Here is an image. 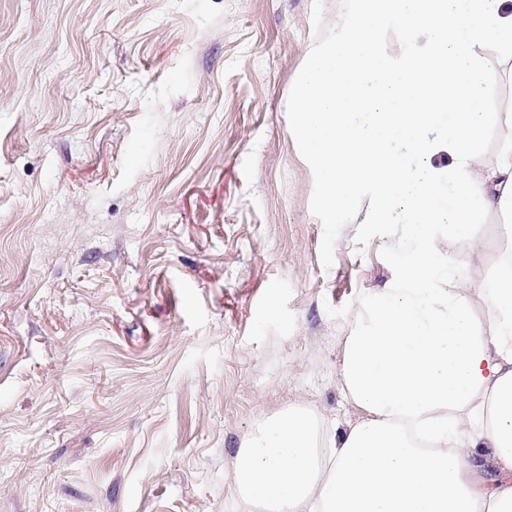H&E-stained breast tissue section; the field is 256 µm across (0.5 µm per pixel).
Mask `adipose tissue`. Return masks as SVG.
Masks as SVG:
<instances>
[{"label": "adipose tissue", "mask_w": 512, "mask_h": 512, "mask_svg": "<svg viewBox=\"0 0 512 512\" xmlns=\"http://www.w3.org/2000/svg\"><path fill=\"white\" fill-rule=\"evenodd\" d=\"M346 2L300 71L294 133L327 221L366 189L368 223L406 224L410 239L344 341L343 387L367 419L338 439L307 409L275 414L241 445L238 492L257 512H512V482L486 488L475 466L484 448L512 472V258L483 282L494 311L479 321L434 235L469 239L491 209L512 247V105L482 107L485 70L512 60V0ZM492 124L505 135L486 170ZM441 152L447 171L416 166Z\"/></svg>", "instance_id": "adipose-tissue-1"}]
</instances>
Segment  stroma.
<instances>
[{"label":"stroma","instance_id":"obj_1","mask_svg":"<svg viewBox=\"0 0 512 512\" xmlns=\"http://www.w3.org/2000/svg\"><path fill=\"white\" fill-rule=\"evenodd\" d=\"M345 0H0V512H251L292 406L363 421L349 322L405 224L328 223L294 134ZM504 218L435 237L477 318Z\"/></svg>","mask_w":512,"mask_h":512}]
</instances>
